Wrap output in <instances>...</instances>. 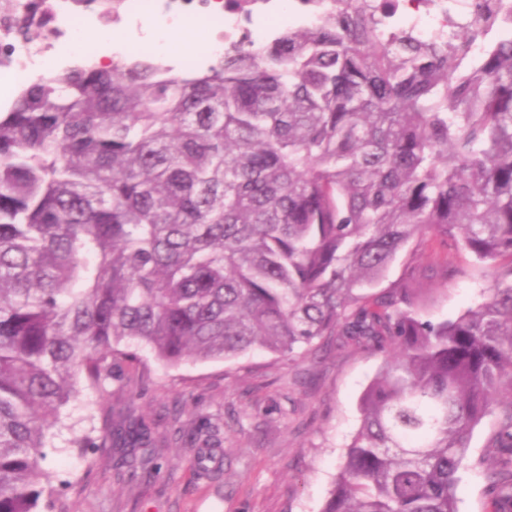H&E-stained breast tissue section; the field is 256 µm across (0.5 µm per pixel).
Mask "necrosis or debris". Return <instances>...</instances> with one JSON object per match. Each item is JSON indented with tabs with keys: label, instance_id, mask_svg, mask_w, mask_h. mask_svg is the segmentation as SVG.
<instances>
[{
	"label": "necrosis or debris",
	"instance_id": "4bbe7bcc",
	"mask_svg": "<svg viewBox=\"0 0 512 512\" xmlns=\"http://www.w3.org/2000/svg\"><path fill=\"white\" fill-rule=\"evenodd\" d=\"M80 0H45L40 10L13 0L7 18L0 19V37L9 41L10 55L0 64V74L22 70L40 77L74 56L73 34L83 22ZM495 0H424L420 7L399 8L396 23L405 25L422 40L435 39L449 22H470L494 9ZM318 14L314 0H112L111 12L96 17L101 26H111L118 38L109 51L113 57L141 42L143 26L174 29L188 20L209 24L203 53L193 62L202 65L218 55L222 46L248 38L252 46L266 42L275 30L288 25L311 24ZM51 26L56 41L49 46L17 38L22 27Z\"/></svg>",
	"mask_w": 512,
	"mask_h": 512
}]
</instances>
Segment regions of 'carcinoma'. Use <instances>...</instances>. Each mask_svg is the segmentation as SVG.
Here are the masks:
<instances>
[{"label":"carcinoma","instance_id":"cac0c4a2","mask_svg":"<svg viewBox=\"0 0 512 512\" xmlns=\"http://www.w3.org/2000/svg\"><path fill=\"white\" fill-rule=\"evenodd\" d=\"M334 2L204 69L78 65L0 112V512L68 485L46 432L122 344L173 367L327 336L383 359L322 512H459L496 413L493 512H512V39L386 36L381 6ZM424 236L482 269L454 319L422 318L408 283L373 292ZM146 437L130 419L77 444Z\"/></svg>","mask_w":512,"mask_h":512}]
</instances>
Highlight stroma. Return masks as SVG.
<instances>
[{
	"instance_id": "1",
	"label": "stroma",
	"mask_w": 512,
	"mask_h": 512,
	"mask_svg": "<svg viewBox=\"0 0 512 512\" xmlns=\"http://www.w3.org/2000/svg\"><path fill=\"white\" fill-rule=\"evenodd\" d=\"M446 247L426 238L406 247L388 283L409 281L427 319L456 317L479 301L484 281L471 259L446 276ZM121 363L102 389L85 388L47 435L49 469L69 480L52 512H321L360 419L359 398L381 353L326 338L288 362L263 351L234 361L170 367L146 349L122 346ZM134 413L151 442L83 455L75 439L97 437L104 419ZM496 424L474 431L460 470V512H492L487 472ZM218 448L213 476L199 449Z\"/></svg>"
}]
</instances>
